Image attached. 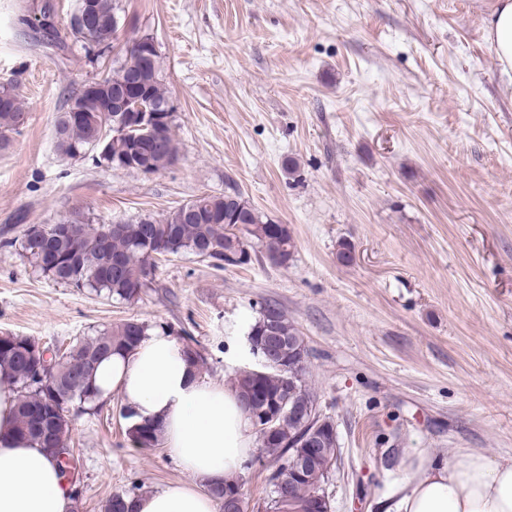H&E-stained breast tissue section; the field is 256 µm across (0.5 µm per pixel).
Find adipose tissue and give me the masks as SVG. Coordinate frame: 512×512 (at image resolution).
Returning <instances> with one entry per match:
<instances>
[{
    "label": "adipose tissue",
    "mask_w": 512,
    "mask_h": 512,
    "mask_svg": "<svg viewBox=\"0 0 512 512\" xmlns=\"http://www.w3.org/2000/svg\"><path fill=\"white\" fill-rule=\"evenodd\" d=\"M485 37L512 70V0H495ZM97 400L119 394L137 420L152 422L189 475L186 483L139 495L132 512H217L208 485L242 471L253 450L251 426L235 388L207 382L166 332L150 331L129 354L103 359L93 378ZM14 386L0 374V512H73L75 500L46 452L13 431ZM394 512H512V458L466 453L445 462L417 454Z\"/></svg>",
    "instance_id": "1"
}]
</instances>
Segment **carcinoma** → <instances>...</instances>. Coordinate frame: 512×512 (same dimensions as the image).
<instances>
[{"instance_id":"obj_1","label":"carcinoma","mask_w":512,"mask_h":512,"mask_svg":"<svg viewBox=\"0 0 512 512\" xmlns=\"http://www.w3.org/2000/svg\"><path fill=\"white\" fill-rule=\"evenodd\" d=\"M87 1L98 17L97 25L90 32L91 40L108 50L116 38V29L112 26L116 0H79L82 6ZM34 30L49 48L66 51L67 44L59 35L51 5L44 6L40 16L35 18ZM162 71L161 54L156 52L149 59L134 48L126 49L104 83L81 90L70 98L67 110L56 122L57 149L71 158L88 156L99 167L130 169L135 160L131 154L134 140L144 144L149 136L138 129L116 134L115 127L124 123V113L102 112L96 102L112 99L116 85L112 78L120 74L132 79V84L120 86L127 98H145L163 104L170 96ZM24 112L25 102L19 88L12 84L1 85V150L10 145L9 134L18 131ZM174 121V113H168L161 137L142 149L135 170L155 174L177 159L179 147ZM68 221L74 222L73 235L51 247L45 241L56 234L53 224H33L22 236L5 239L3 246L18 248L36 271L58 284L97 294L104 292L127 303L141 300L156 287L159 261L171 255L203 257L211 265L224 269L233 264L228 254L252 252L258 246L270 262L286 267L295 248L288 225L262 216L236 189L222 196L200 195L161 218L148 215L135 222L94 224L84 213L75 211ZM270 308L269 304L261 308L249 333L257 346L265 344L270 337L279 339L288 369L260 365L238 372L233 383L241 402L250 403L247 415L260 448L266 457L281 463L279 472L272 474L270 482L285 479L284 498L277 499L274 492L266 506L273 512H309L321 492L320 484L336 463V427L332 422L319 427L316 448L304 476L288 477L291 453L288 444L299 442L306 426L288 415L285 401L311 402L316 395L306 378L307 367L294 360L293 345L301 336L299 329L282 310L277 322L269 324ZM150 330L151 325L128 319L96 336L59 349L56 354L60 362L56 370L44 372L40 379L36 378L31 363V351L39 345V340L9 333L0 336V371L10 374L16 389L14 431L44 448L59 466L61 475L67 472L62 456L74 450V444L71 420L60 415L61 401L55 394L70 399L81 409L95 402L92 377L100 361L133 350ZM181 340L186 361L195 373H200L206 358L198 344L190 335ZM121 416L129 421L126 435L133 445L138 448L161 445L157 427L134 422L127 407L121 409ZM131 498L130 493L112 495L105 512H131Z\"/></svg>"}]
</instances>
